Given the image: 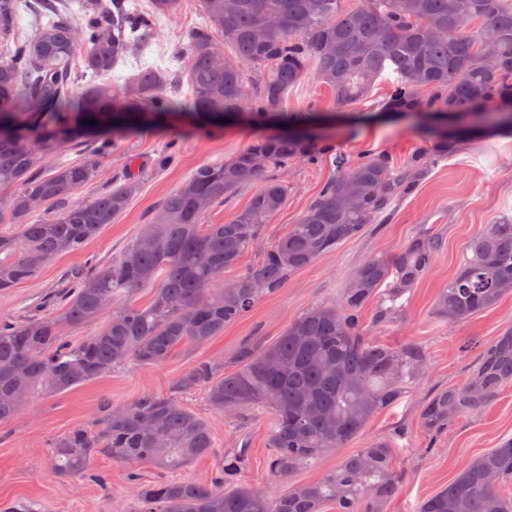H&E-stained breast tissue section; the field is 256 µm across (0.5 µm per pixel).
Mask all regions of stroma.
<instances>
[{
	"instance_id": "1",
	"label": "stroma",
	"mask_w": 512,
	"mask_h": 512,
	"mask_svg": "<svg viewBox=\"0 0 512 512\" xmlns=\"http://www.w3.org/2000/svg\"><path fill=\"white\" fill-rule=\"evenodd\" d=\"M203 22L198 0H183L176 17L160 19V35L142 60L130 57L116 66L111 73L113 83H124L142 61L168 68L186 33ZM414 124L411 118L381 122L364 107L356 106L347 109L344 117L320 122L319 127L335 136L337 151L347 156L385 151L402 159L421 143ZM262 134V129L244 125L227 126L206 136L182 124L174 130L154 126L138 129L109 155L99 158L95 178L75 194L79 201L94 199L130 174L138 188L126 211L81 250L58 256L32 279L0 292V321L45 315L46 296L71 271L111 263L148 221L159 201L188 175L201 165L242 150ZM170 152L174 160L160 165L161 156ZM333 171L328 159L316 165L289 163L282 173L288 183V200L270 218L268 240L277 239L298 221ZM504 215H512V137L468 140L456 155L431 169L417 190L399 202L387 223L368 225L359 238L297 272L278 293L260 300L237 324L225 328L207 345L181 350L159 367L113 370L93 382L43 399L19 418L0 424V505L39 499L50 512H136L137 500L118 464L103 456L93 460V469L110 476L104 487L78 477H63L50 464L52 442L88 424L103 400L127 402L147 392L169 393L176 379L199 359L216 357L223 359L225 366H232L244 340H274L310 306L339 301L349 276L365 259L391 255L413 235L429 234L441 242L433 267L415 287L405 315L377 329L376 334L391 345L411 339L423 342L430 355V371L412 393L377 415L354 442L355 447L362 448L373 437L390 438L393 466L403 478V488L385 504L384 512H416L420 500L446 485L468 462L497 447L501 439L512 437V384L481 413L458 419L436 437H429L418 424L422 400L437 389L464 383L475 369L483 345L512 324V294L452 328L438 322L433 313L435 297L457 271L469 240ZM184 402L210 421L215 453L193 462L183 470V477L208 480L220 468L225 452L239 447L245 439L251 460L238 475V483L267 482L265 420L244 424L226 421L199 393L185 396Z\"/></svg>"
}]
</instances>
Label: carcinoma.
I'll return each instance as SVG.
<instances>
[{"mask_svg":"<svg viewBox=\"0 0 512 512\" xmlns=\"http://www.w3.org/2000/svg\"><path fill=\"white\" fill-rule=\"evenodd\" d=\"M182 2L149 0L151 9L142 10L129 0H0V291L82 248L128 208L131 178L89 202L72 200L94 178L96 162L59 157L91 127L111 134L100 150L142 125L166 127L177 118L204 132L222 119L300 130L305 121L285 102L289 90L312 78L329 90L333 110L369 101L381 112L456 113L469 134L512 133V0H200L206 24L177 53L182 67L141 66L123 84L112 83L117 64L141 54L158 21L179 13ZM21 3L34 17L24 41L16 35ZM487 50L490 64L482 59ZM387 71L396 78L374 100L372 89ZM251 76L258 82L253 94ZM183 78L184 98L167 95V85ZM463 141L438 133L403 159L378 152L349 160L327 139L265 136L196 169L111 264L75 273L45 300L57 315L0 323V423L116 368L161 366L185 347L206 345L297 271L383 221ZM329 156L333 176L297 223L264 244L269 218L288 198L274 172ZM258 182L263 187L230 219L204 223L208 209ZM256 247L259 260L224 279ZM440 247L439 239L416 234L393 255L358 265L339 304L308 308L272 342L246 341L231 369L205 358L178 378L181 391L203 392L231 422L271 416L266 483H237L250 462L245 447L224 455V468L206 482L179 476L211 456L214 443L210 422L175 394L103 402L94 424L54 442L51 466L62 477L102 484L91 461L112 459L126 471L138 512H325L330 504L336 512H382L403 485L389 440L342 450L429 371L422 342L389 345L371 329L403 316L406 295ZM467 251L435 299L434 315L448 327L512 293V217L487 225ZM144 290L149 298L140 303L135 296ZM64 324L94 329L70 343L61 336ZM509 383L512 325L484 346L465 383L422 401L420 427L440 435L486 409ZM332 455L340 457L336 468L318 480L288 483L300 466ZM146 465L161 476L140 482ZM511 486L510 437L418 503L417 512H512L504 493Z\"/></svg>","mask_w":512,"mask_h":512,"instance_id":"carcinoma-1","label":"carcinoma"}]
</instances>
